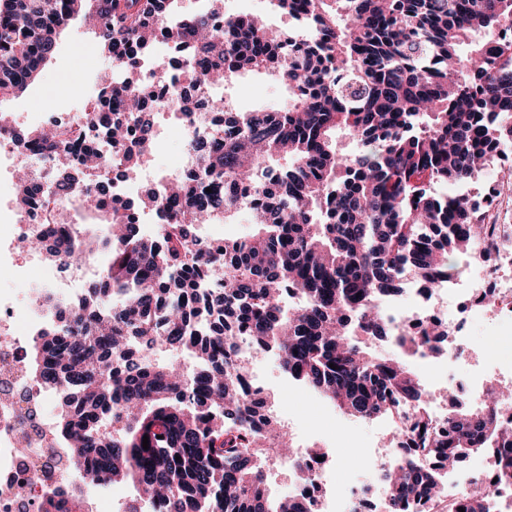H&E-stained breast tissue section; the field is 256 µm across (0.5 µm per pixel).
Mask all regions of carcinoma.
Wrapping results in <instances>:
<instances>
[{"mask_svg":"<svg viewBox=\"0 0 512 512\" xmlns=\"http://www.w3.org/2000/svg\"><path fill=\"white\" fill-rule=\"evenodd\" d=\"M269 2L298 29L276 32L252 14L228 17L223 0H206L189 17L177 0H0V99L27 89L72 19L94 20L100 53L116 69L105 102L121 104L139 130L127 148L120 117L101 126L106 140L125 147L127 176L155 149L157 110L139 85L156 31L188 49L195 85L209 90L267 72L289 92L287 109L249 114L212 96L215 128L193 145L203 167L166 195L140 200L167 213L161 238L141 234L128 207L107 204L100 185L69 193L79 172L68 150L79 132L14 137L26 149L62 150L60 203L119 229L81 240L64 228L47 250L66 265L94 252L108 257L79 311L32 352L41 381L60 388L57 431L74 448L81 481L131 484L158 512H312L304 499L270 493L271 458L286 453L301 472L311 469L310 456L289 453L288 432L263 413L266 401L244 396L236 329L250 351H276L288 376L351 416L391 417L415 404L405 431L419 453L394 463L387 512L445 495L425 456L439 454L453 469L495 447L505 458L500 479H512V431L498 421L508 391L438 426L406 358L448 331L398 335L378 309L400 293L405 274L432 285L471 256L480 208L434 186L477 178L499 143L512 140V126L500 123L512 115V40L498 38L512 29V0ZM338 130L355 151L338 152ZM37 188L23 171L21 203L36 204ZM243 192L256 200L255 231L212 250L194 225L230 219ZM216 266L224 282L208 288ZM357 336L388 337L399 353L375 357ZM134 341L146 354L159 346L185 352L196 369L188 375L135 360ZM79 503L80 493L63 498L56 488L37 512H74ZM460 507L491 512L482 493L450 504L452 512Z\"/></svg>","mask_w":512,"mask_h":512,"instance_id":"obj_1","label":"carcinoma"}]
</instances>
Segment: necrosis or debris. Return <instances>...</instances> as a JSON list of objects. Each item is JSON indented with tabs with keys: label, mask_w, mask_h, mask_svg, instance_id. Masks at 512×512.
<instances>
[{
	"label": "necrosis or debris",
	"mask_w": 512,
	"mask_h": 512,
	"mask_svg": "<svg viewBox=\"0 0 512 512\" xmlns=\"http://www.w3.org/2000/svg\"><path fill=\"white\" fill-rule=\"evenodd\" d=\"M143 70L145 92L152 96L159 111H168L173 93L198 97L193 119L176 123L186 148L168 164L163 176L153 181L155 192L161 194L169 181L195 168L199 157L189 143L211 132L214 114L209 96L197 94L185 80L182 67H171L166 58H150L144 61ZM103 90L99 84L84 94L79 112L36 113L30 127L82 131L86 146L100 157L93 182L107 184L113 201L121 204L138 195L145 181L125 177L120 154L90 127ZM16 151L11 131L0 132V215L8 218L7 223L0 224V272H8L25 285L20 295L0 288V512H35L44 492L73 486L77 473L68 466L74 451L59 437L55 420L46 411L53 393L33 373L31 351L45 331L61 326L62 315L79 308L76 285L83 280L85 270L48 264L52 273L48 292L53 302L47 305L42 298L45 291L40 280L32 276L30 265L18 262L21 239L54 243L61 207L51 153H29L19 162ZM25 165L37 169L40 191L37 204L22 209L17 205L15 185ZM495 169V176L487 181L477 200L483 211L484 233L472 251L469 280L456 283L444 279L431 288L420 287L412 280L401 298H389L380 304L383 313L394 318L396 327L407 335H423L431 326L447 329L448 349L458 359L470 353L461 315L487 313L494 335H512V223L501 219L502 208L512 209V144H500ZM490 376L504 383L512 381V346L474 360L468 370L452 375L447 383L458 402H478ZM25 443L30 446L26 452L21 449ZM498 466L497 454H490L465 479L452 484L451 497L482 489L493 495L496 512H512V481L499 480ZM311 469L312 478L292 483L290 492L310 501L315 512H382L367 490L353 487L340 497L331 494L332 480L324 463L312 462Z\"/></svg>",
	"instance_id": "obj_1"
}]
</instances>
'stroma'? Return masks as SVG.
I'll list each match as a JSON object with an SVG mask.
<instances>
[{"mask_svg":"<svg viewBox=\"0 0 512 512\" xmlns=\"http://www.w3.org/2000/svg\"><path fill=\"white\" fill-rule=\"evenodd\" d=\"M99 55L94 33L81 20H74L60 34L57 52L39 77L24 92L0 101V110L10 113L22 128L28 125V113L43 111L48 105L76 111L81 95L92 90L97 80L87 73L85 62ZM228 94L241 112L278 110L288 103L286 87L265 73L244 75ZM258 371L266 387L268 411L278 425L290 427L292 441L329 446L326 466L334 491L344 493V480L350 474L373 480L375 451L383 445L386 418L348 416L289 377L275 355L262 356Z\"/></svg>","mask_w":512,"mask_h":512,"instance_id":"1","label":"stroma"}]
</instances>
